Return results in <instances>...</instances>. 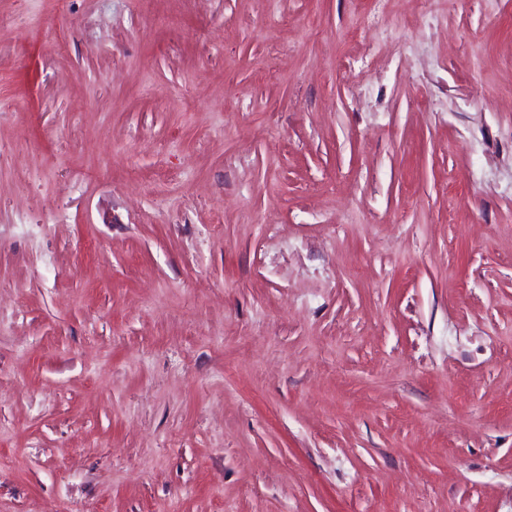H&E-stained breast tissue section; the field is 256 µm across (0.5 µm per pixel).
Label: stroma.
Listing matches in <instances>:
<instances>
[{
	"label": "stroma",
	"instance_id": "obj_1",
	"mask_svg": "<svg viewBox=\"0 0 512 512\" xmlns=\"http://www.w3.org/2000/svg\"><path fill=\"white\" fill-rule=\"evenodd\" d=\"M0 0V512H512V0Z\"/></svg>",
	"mask_w": 512,
	"mask_h": 512
}]
</instances>
